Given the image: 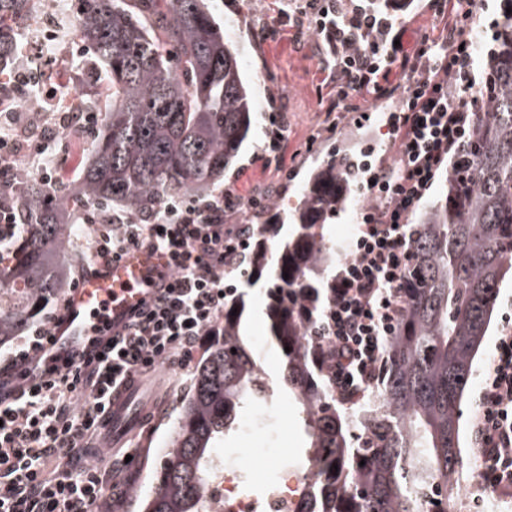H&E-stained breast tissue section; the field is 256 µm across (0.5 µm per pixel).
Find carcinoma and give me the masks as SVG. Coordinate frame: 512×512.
Returning <instances> with one entry per match:
<instances>
[{
	"mask_svg": "<svg viewBox=\"0 0 512 512\" xmlns=\"http://www.w3.org/2000/svg\"><path fill=\"white\" fill-rule=\"evenodd\" d=\"M78 2L80 40L108 81L103 95L76 99L72 111L100 112L102 124L76 182L49 188L20 169L0 185L23 228L0 261V345L67 290L55 255L73 207L119 203L144 214L168 196L206 191L251 128L249 87L203 0ZM500 2L485 56L484 111L416 226L404 313L386 338L371 400L347 407L336 398L315 338L336 269L323 227L348 192L336 160L311 175L291 235L272 251L267 242L280 224H264L253 245L248 284L266 279L269 332L284 350L281 384L303 414L308 512H454L464 465L461 405L496 293L512 274V0ZM29 3L0 0V67L11 57L5 34ZM246 297L242 290L224 301V321L210 331L170 458L147 494L130 490L139 512H202L216 445L246 404L271 397L242 330Z\"/></svg>",
	"mask_w": 512,
	"mask_h": 512,
	"instance_id": "carcinoma-1",
	"label": "carcinoma"
}]
</instances>
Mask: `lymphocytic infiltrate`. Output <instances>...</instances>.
<instances>
[{
	"label": "lymphocytic infiltrate",
	"mask_w": 512,
	"mask_h": 512,
	"mask_svg": "<svg viewBox=\"0 0 512 512\" xmlns=\"http://www.w3.org/2000/svg\"><path fill=\"white\" fill-rule=\"evenodd\" d=\"M393 0H307L294 28L323 34L338 54L332 105L400 91L386 119L396 151L392 166L368 171L366 192L379 201L364 210L351 253L336 271L319 333L327 347L330 383L347 399L371 381L385 336L401 314L400 292L413 263L412 217L435 180L474 134L484 104L480 81L458 90L449 78L472 61L470 48L449 50L426 31L413 48L402 43ZM235 190L202 201L166 199L148 219L114 214L90 242L108 262L143 246L168 254V284L137 314L126 335L102 355L77 365L64 361L43 373L45 344L61 315L31 326L14 352L0 360V512H95L117 493L94 458L111 390L156 368H184L224 312V269L242 262L248 243L224 230ZM480 412L472 442L484 458V483L512 484V326L502 328L482 373Z\"/></svg>",
	"instance_id": "1"
}]
</instances>
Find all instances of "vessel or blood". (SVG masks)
I'll use <instances>...</instances> for the list:
<instances>
[{
	"instance_id": "vessel-or-blood-1",
	"label": "vessel or blood",
	"mask_w": 512,
	"mask_h": 512,
	"mask_svg": "<svg viewBox=\"0 0 512 512\" xmlns=\"http://www.w3.org/2000/svg\"><path fill=\"white\" fill-rule=\"evenodd\" d=\"M167 271L164 259L147 248L89 269L70 289L62 322L55 327L49 360H81L93 340L125 333L133 315L157 293ZM136 386L116 393L103 430V446L122 447L142 422Z\"/></svg>"
}]
</instances>
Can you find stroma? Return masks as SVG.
Returning a JSON list of instances; mask_svg holds the SVG:
<instances>
[{"instance_id": "obj_1", "label": "stroma", "mask_w": 512, "mask_h": 512, "mask_svg": "<svg viewBox=\"0 0 512 512\" xmlns=\"http://www.w3.org/2000/svg\"><path fill=\"white\" fill-rule=\"evenodd\" d=\"M204 4L223 28L225 40L235 46L253 96L249 137L217 186L222 189L233 184L240 195L259 196L264 200L259 211L239 205L225 212L226 227L249 229L259 222L268 223L275 214L282 223H290L311 172L330 155H346L350 146L374 144V164H394L396 152L386 135L385 123L389 112L398 108L399 95L392 94L380 100L358 99V109L354 112L329 110L332 89L322 84L319 73L322 62L330 55L329 47L309 31L295 36L293 28L280 18V0H204ZM64 7L63 17L45 23L46 28L55 31L63 53L45 59L42 82L54 88L64 87L68 98L73 100L100 90L106 83V75L104 66L91 52L80 49L77 0H66ZM37 104L57 122L52 135L56 161L48 172L56 180L75 181L90 156L94 129L65 123L63 101L40 104L32 97H16L10 109L20 116L12 126L17 138L29 142L38 137V127L27 121ZM270 112L282 113L284 131L275 160L266 166L257 161L256 156L267 149L266 115ZM112 211V206L106 205L72 212L73 230L62 253L63 261L72 266L71 280H78L93 266L89 243L96 227L87 223V216L100 218L111 215ZM247 277L248 271L243 265L224 274L225 282L234 284L236 289L248 287L253 292L248 333L267 373L275 379L279 376L283 356L267 334L262 314L264 286L260 283L248 285ZM508 302L512 303V280L503 283L498 291L489 334L473 365L461 406L462 425L467 431L471 430L478 410L476 395L481 371L494 338L504 325V305ZM194 373L191 367L177 371L161 367L141 383L138 403L143 410L151 412L152 418L127 442L136 452L138 467L126 466L121 454L114 452L98 458V465L118 472L125 486L149 491L152 471L166 460L165 445L174 430ZM268 410L269 418L258 422L253 433L231 432L222 444L226 454L234 457L242 468L244 487L252 493L261 490L263 477L276 461L287 462L299 474L306 470V436L298 405L280 393L269 402ZM269 448L276 449V458L266 456L265 451Z\"/></svg>"}]
</instances>
